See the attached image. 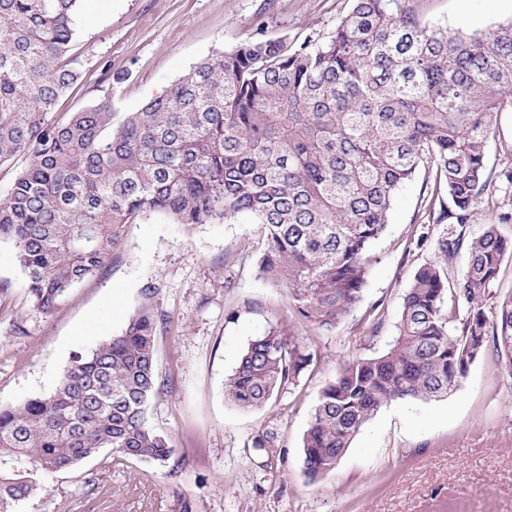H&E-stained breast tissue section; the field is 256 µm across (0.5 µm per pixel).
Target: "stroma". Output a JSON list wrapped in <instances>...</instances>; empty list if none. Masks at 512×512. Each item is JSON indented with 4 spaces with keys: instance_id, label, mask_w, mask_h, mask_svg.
Returning <instances> with one entry per match:
<instances>
[{
    "instance_id": "stroma-1",
    "label": "stroma",
    "mask_w": 512,
    "mask_h": 512,
    "mask_svg": "<svg viewBox=\"0 0 512 512\" xmlns=\"http://www.w3.org/2000/svg\"><path fill=\"white\" fill-rule=\"evenodd\" d=\"M423 24L484 31L512 19V0H413ZM352 0H80L73 53L80 78L57 118L100 102L114 123L140 111L197 63L238 42L291 43L332 35ZM489 189L467 221L432 220L447 193L431 198L419 171L398 192L389 223L371 246L362 304L326 332L304 322L286 289L264 282L261 225L248 217L192 230L150 213L125 225L103 268L46 312L31 301L13 244L0 242V404L51 392L76 355L119 334L149 282L169 317L157 339L167 387L147 417L176 450L166 466L110 450L52 475L21 512H512V377L486 349L448 396L398 400L359 431L329 473L308 478L302 437L319 391L341 365L383 353L396 334L414 273L443 263L449 326L468 315L456 291L468 254L442 259L441 240L467 242L496 225L512 239V112L499 113L487 144ZM290 337L311 363L264 408L244 412L224 380L247 343L268 329ZM274 432L269 455L253 438Z\"/></svg>"
}]
</instances>
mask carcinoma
Here are the masks:
<instances>
[{
    "mask_svg": "<svg viewBox=\"0 0 512 512\" xmlns=\"http://www.w3.org/2000/svg\"><path fill=\"white\" fill-rule=\"evenodd\" d=\"M79 0H0V165L26 159L0 196L34 304L49 312L100 270L125 225L155 212L191 230L241 216L262 225L258 275L288 289L296 312L330 331L362 302L370 248L399 189L422 166L457 223L488 191L487 143L512 110V20L488 32L423 25L410 0H354L324 42L250 39L195 65L113 127L112 105L51 121L79 79L69 57ZM459 333L442 312L446 277L419 268L383 354L354 358L319 392L302 438L306 474L334 469L395 400L448 395L492 343L512 376V293L484 306L512 241L489 225L467 246ZM160 288L140 289L122 331L78 355L48 394L0 406V512L102 449L112 462L164 464L174 448L146 417L164 391ZM311 354L270 329L224 381L243 411L268 405Z\"/></svg>",
    "mask_w": 512,
    "mask_h": 512,
    "instance_id": "cac0c4a2",
    "label": "carcinoma"
}]
</instances>
